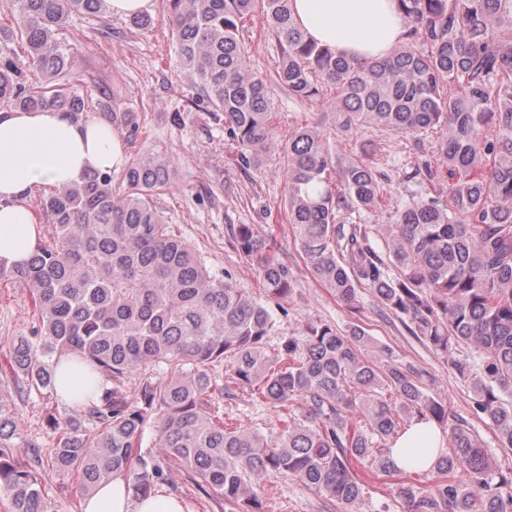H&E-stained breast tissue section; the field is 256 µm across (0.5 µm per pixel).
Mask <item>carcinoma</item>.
Returning a JSON list of instances; mask_svg holds the SVG:
<instances>
[{"mask_svg":"<svg viewBox=\"0 0 512 512\" xmlns=\"http://www.w3.org/2000/svg\"><path fill=\"white\" fill-rule=\"evenodd\" d=\"M290 2L166 0L174 63L188 78L191 103L224 122L241 170L279 164L288 223L319 284L352 309L358 288H370L450 360L498 446L512 448V0H398L406 42L369 63L309 39ZM104 6L0 0V12L16 21L0 34L21 43L26 58L0 55V101L88 119L84 95L62 81L58 35L71 14L98 17ZM257 9L277 50L270 79L251 69L243 39ZM275 86L305 102L330 98L346 130L433 138L435 162L423 161L414 176L448 180V201L412 195L383 225V259L365 225L339 223L343 211L378 207L375 163L341 162L316 126L279 135ZM101 95L103 119L137 134L139 113ZM176 173L169 157L134 154L118 178L95 172L48 189L39 203L51 230L26 264L0 266V281L30 288L36 310L28 335L12 342L21 388L56 393L54 368L64 356L85 368L87 392L72 412L47 413V425L61 431L52 467L77 474L87 494L119 471L143 496L177 465L196 474L194 485L224 502V512H264L260 482L278 473L342 512H361L366 480L355 464L368 461L374 477L418 470L416 452L399 467L383 441L423 418L448 425V449L433 483L404 489L409 512H512V471L492 472L487 449L466 421L449 422L447 403L426 389L422 371L362 356L371 338L361 326L340 333L320 322L267 354L277 318L231 274L213 275L159 208ZM230 232L234 248L257 262L266 292L288 298L294 275L254 225ZM462 343L474 347L480 372L456 355ZM217 363L227 364L237 387L283 408L301 398L307 413L268 434L224 427L205 400ZM134 376L141 381L130 400L124 380ZM151 423L154 449L144 451ZM19 431L16 418L0 415V492L11 512H50L37 469L13 452Z\"/></svg>","mask_w":512,"mask_h":512,"instance_id":"carcinoma-1","label":"carcinoma"}]
</instances>
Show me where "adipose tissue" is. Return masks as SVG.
<instances>
[{"label":"adipose tissue","mask_w":512,"mask_h":512,"mask_svg":"<svg viewBox=\"0 0 512 512\" xmlns=\"http://www.w3.org/2000/svg\"><path fill=\"white\" fill-rule=\"evenodd\" d=\"M292 14L308 38L337 53L370 62L391 55L408 24L397 0H291ZM127 157L120 134L102 120L74 121L54 109H0V265L25 263L34 253L45 219L28 200L45 186L82 181L91 171H121ZM424 451L431 468L446 449L436 422L417 419L390 445V457L405 466L409 449ZM84 512H186L164 490L137 497L116 473L90 493Z\"/></svg>","instance_id":"ef3b65f1"}]
</instances>
